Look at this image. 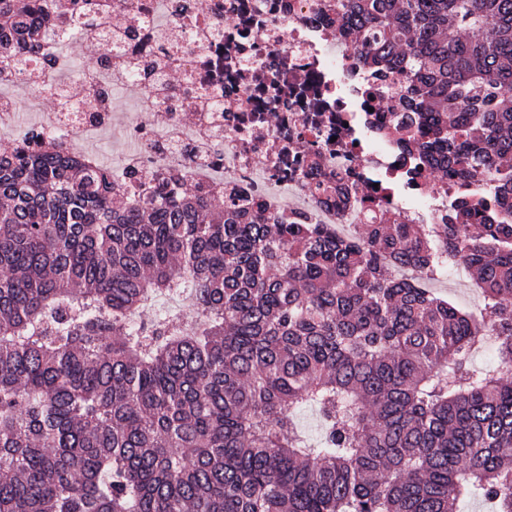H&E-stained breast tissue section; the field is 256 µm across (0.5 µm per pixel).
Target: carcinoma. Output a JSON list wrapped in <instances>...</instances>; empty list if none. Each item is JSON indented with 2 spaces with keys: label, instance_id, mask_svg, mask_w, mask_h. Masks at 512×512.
<instances>
[{
  "label": "carcinoma",
  "instance_id": "carcinoma-1",
  "mask_svg": "<svg viewBox=\"0 0 512 512\" xmlns=\"http://www.w3.org/2000/svg\"><path fill=\"white\" fill-rule=\"evenodd\" d=\"M335 2L388 133L488 189L438 236L381 214L342 238L180 168L134 201L81 152L11 143L0 512H512V224L491 223L512 206V0ZM38 14L0 0V46L36 48ZM450 264L481 319L428 287ZM185 298L190 319L158 306ZM483 336L494 368L471 362Z\"/></svg>",
  "mask_w": 512,
  "mask_h": 512
}]
</instances>
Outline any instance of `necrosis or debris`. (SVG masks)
<instances>
[{"label": "necrosis or debris", "mask_w": 512, "mask_h": 512, "mask_svg": "<svg viewBox=\"0 0 512 512\" xmlns=\"http://www.w3.org/2000/svg\"><path fill=\"white\" fill-rule=\"evenodd\" d=\"M64 22L44 26L39 52L8 39L17 77L50 112L17 128L13 109L0 111V131L17 141L51 137L75 145L79 136L112 124V106L61 100L53 76L63 50L97 36L111 43L113 26L127 28L119 58L84 68L74 82L103 81L119 60L151 70L174 58L177 76L163 107L127 128L135 145L129 166L151 171L188 167L201 186H231L266 213L287 212L292 224H325L355 233L371 214L394 210L408 224L447 223L453 204L479 194L423 163L405 159L384 136L393 116L373 96L336 28L334 0H60ZM212 93L213 112H188L197 90ZM120 167L115 178L137 190ZM332 182L335 197L319 184Z\"/></svg>", "instance_id": "obj_1"}]
</instances>
